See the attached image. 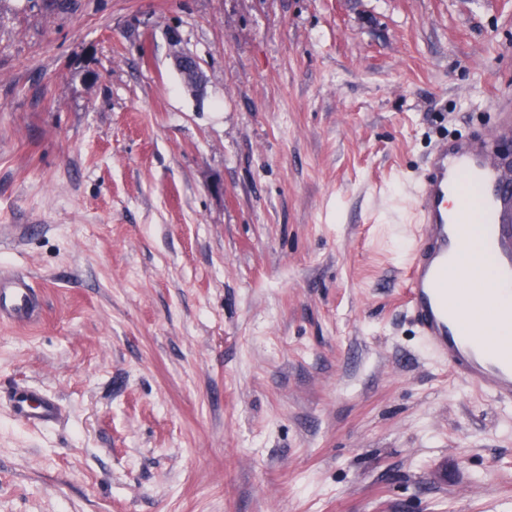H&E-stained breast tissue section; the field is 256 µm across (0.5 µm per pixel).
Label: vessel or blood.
<instances>
[{
    "instance_id": "b4317fda",
    "label": "vessel or blood",
    "mask_w": 512,
    "mask_h": 512,
    "mask_svg": "<svg viewBox=\"0 0 512 512\" xmlns=\"http://www.w3.org/2000/svg\"><path fill=\"white\" fill-rule=\"evenodd\" d=\"M493 130L440 143L417 193L418 243L408 305L421 336L458 379L501 403H512V96L495 102ZM477 259L459 279L448 267L460 254ZM488 273L495 293L471 287ZM39 296L23 275L0 276V321L18 325L39 314ZM8 404L25 423L58 421L57 400L13 388Z\"/></svg>"
}]
</instances>
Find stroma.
Segmentation results:
<instances>
[{"label":"stroma","instance_id":"1","mask_svg":"<svg viewBox=\"0 0 512 512\" xmlns=\"http://www.w3.org/2000/svg\"><path fill=\"white\" fill-rule=\"evenodd\" d=\"M503 93L512 0H0V512H512V405L407 305ZM173 57L179 72L192 74L193 81L190 86H186L187 89L195 95L200 94L203 90L204 78L197 58L182 49L175 50ZM39 296L24 275L0 276V321L30 323L39 314ZM8 404L14 416L25 423L48 426L60 417L57 400L29 387H15L8 395Z\"/></svg>","mask_w":512,"mask_h":512}]
</instances>
